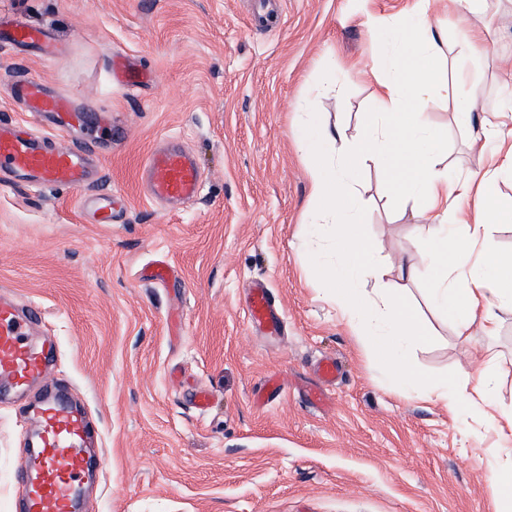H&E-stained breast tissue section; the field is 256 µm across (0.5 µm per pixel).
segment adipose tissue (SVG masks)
<instances>
[{"label":"adipose tissue","instance_id":"ef3b65f1","mask_svg":"<svg viewBox=\"0 0 512 512\" xmlns=\"http://www.w3.org/2000/svg\"><path fill=\"white\" fill-rule=\"evenodd\" d=\"M384 39L390 45L387 75L379 82L362 141L349 143L324 123L313 97L298 127L312 199L307 232L328 237L332 251L330 259L313 262L309 271L331 284V300L343 321L363 351L380 364L389 384L441 402L450 415L479 422L497 389L495 353L481 348L485 369L475 381L465 375L435 378L416 367L409 349L427 343L429 332L405 301L404 285L415 272L407 269L397 281H385L377 262L380 245L363 232L354 184L359 169L370 164L384 173L392 191L426 200L429 217L419 220L416 230L430 305L452 320L465 340L496 336L499 310L512 308V253L500 252L487 240L493 225L512 223V204L504 203L492 185L494 173L512 172V125L495 118L483 122L485 134L498 142L493 174L478 181H450L438 159V135L424 114L448 88V77L438 65L445 36L427 23L416 34L390 29ZM369 278L379 286L366 294L360 285ZM490 420L505 443L488 471L494 507L512 512V406H501Z\"/></svg>","mask_w":512,"mask_h":512}]
</instances>
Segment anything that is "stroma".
<instances>
[{"instance_id":"stroma-1","label":"stroma","mask_w":512,"mask_h":512,"mask_svg":"<svg viewBox=\"0 0 512 512\" xmlns=\"http://www.w3.org/2000/svg\"><path fill=\"white\" fill-rule=\"evenodd\" d=\"M427 12L446 37L449 78L481 91L470 126L452 99L429 121L451 176L484 172L473 146L482 120L505 103L512 76V0L480 16L443 0H0V12L50 28L60 52L41 59L0 45V123L32 122L10 94L15 70L72 98L84 121L56 135L100 157L117 193L112 224L81 214L79 193L0 175V287L38 306L56 345L58 380L95 414L104 464L83 512H493L487 479L491 429L453 419L440 403L392 387L365 356L324 286L304 277L309 178L297 118L313 89L330 124L360 135L377 83H341L326 59L379 65L385 43L367 25ZM483 29L482 52L463 55L465 30ZM187 151L203 174L200 195L160 204L137 173L157 146ZM356 194L364 229L381 240L390 274L411 264L409 303L432 332L414 363L432 376L474 371L473 347L428 303L416 245L418 197L395 195L374 167ZM167 284L145 277L157 260ZM264 280L283 318L264 333L246 317L252 280ZM489 344L499 395L512 401V310ZM335 358L325 387L317 365ZM281 392L260 405L269 377ZM212 395L209 409L192 394ZM322 400H312L314 392ZM26 402L0 393V512H12L30 431Z\"/></svg>"}]
</instances>
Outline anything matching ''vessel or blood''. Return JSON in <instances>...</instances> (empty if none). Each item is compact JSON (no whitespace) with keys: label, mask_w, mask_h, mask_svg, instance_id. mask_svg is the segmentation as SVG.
Masks as SVG:
<instances>
[{"label":"vessel or blood","mask_w":512,"mask_h":512,"mask_svg":"<svg viewBox=\"0 0 512 512\" xmlns=\"http://www.w3.org/2000/svg\"><path fill=\"white\" fill-rule=\"evenodd\" d=\"M0 42L31 44L46 59L56 53L46 29L1 15ZM9 89L13 96L26 102L29 112L52 114L58 126H68L78 116L71 99L49 94L37 78L14 77ZM89 167L90 155L82 147H46L28 133L0 127V174L24 177L39 186L63 185L81 190V209L93 210L97 223H111L114 205L111 191L92 195L84 192ZM141 170L150 196L158 200H192L202 190L198 166L179 148L151 153ZM246 314L253 324L264 323L274 328L280 322L268 289L261 285L253 288ZM41 318L38 308H20L14 296L0 292V383L17 392L37 383L45 386L30 410L37 443L20 465L14 512H80L84 480L102 463L97 448L99 427L87 409L64 400L61 384L49 383L54 347L35 340Z\"/></svg>","instance_id":"b4317fda"}]
</instances>
